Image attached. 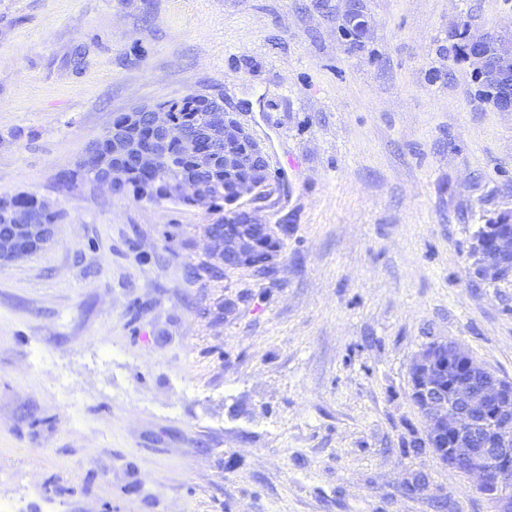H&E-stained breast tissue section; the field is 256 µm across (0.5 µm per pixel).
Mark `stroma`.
<instances>
[{
	"label": "stroma",
	"mask_w": 512,
	"mask_h": 512,
	"mask_svg": "<svg viewBox=\"0 0 512 512\" xmlns=\"http://www.w3.org/2000/svg\"><path fill=\"white\" fill-rule=\"evenodd\" d=\"M0 0V196L55 238L0 266V503L15 512H491L431 453L409 366L463 343L512 381V112L458 52L512 0ZM200 92L266 151L279 269L211 277L208 216L74 173L115 116ZM425 493L405 490L414 473ZM361 0H348L346 10L343 14L342 21L345 26H360L364 23V17L362 16L361 10ZM344 27L347 36H351V40L353 44L356 46H361L363 42L362 39H365L369 33L368 24H364L361 27L355 28L353 31H350L347 27ZM512 227V211L500 213L489 224L484 239L475 243L476 262L480 277L484 280L499 278L501 275L512 277V232H499L500 225ZM510 279H499L492 282H511Z\"/></svg>",
	"instance_id": "obj_1"
}]
</instances>
